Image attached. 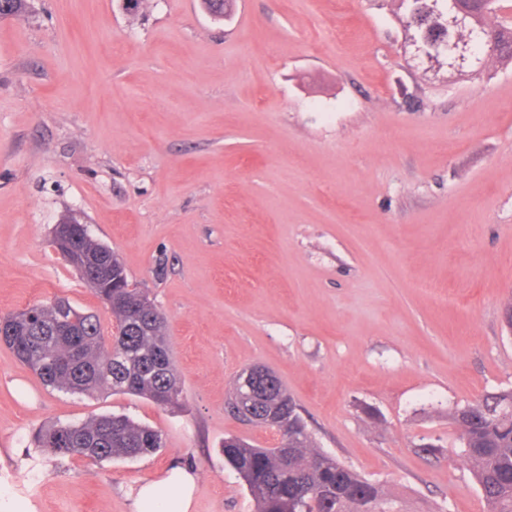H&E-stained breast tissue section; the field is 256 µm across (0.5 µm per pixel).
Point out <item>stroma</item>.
Here are the masks:
<instances>
[{
  "instance_id": "stroma-1",
  "label": "stroma",
  "mask_w": 512,
  "mask_h": 512,
  "mask_svg": "<svg viewBox=\"0 0 512 512\" xmlns=\"http://www.w3.org/2000/svg\"><path fill=\"white\" fill-rule=\"evenodd\" d=\"M232 10L30 0L0 19V316L62 297L111 329L51 246L75 216L165 313L182 384L173 406L67 393L0 344V495L132 512L177 464L198 473L193 512H255L222 444L282 442L225 408L261 365L314 449L404 512H488L448 410L512 390V61L425 68L400 0ZM112 414L162 448L96 463L35 444Z\"/></svg>"
}]
</instances>
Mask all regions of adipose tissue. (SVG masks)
<instances>
[{"label": "adipose tissue", "instance_id": "1", "mask_svg": "<svg viewBox=\"0 0 512 512\" xmlns=\"http://www.w3.org/2000/svg\"><path fill=\"white\" fill-rule=\"evenodd\" d=\"M197 475L193 468L175 466L166 477L139 485L132 512H190Z\"/></svg>", "mask_w": 512, "mask_h": 512}]
</instances>
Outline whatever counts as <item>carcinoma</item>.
<instances>
[{
    "mask_svg": "<svg viewBox=\"0 0 512 512\" xmlns=\"http://www.w3.org/2000/svg\"><path fill=\"white\" fill-rule=\"evenodd\" d=\"M403 26L411 44H419V61L443 66L473 78L483 75L488 58L512 61V25L504 19L482 32L487 17L499 11L496 0H454V10L471 16V34L448 25V0H405ZM79 249L100 257L109 273L82 275L103 304L112 305L118 334L106 340L99 317L57 299L0 317V343L13 350L46 385L71 393L102 390L131 393L174 405L182 392L167 343V318L138 289L129 287L126 271L109 247L83 234ZM74 319L58 324L62 308ZM123 353L118 365L106 362L102 347ZM260 409L276 417L274 427L285 444L258 448L239 438L224 442L227 462L249 488L256 512H393L396 501L336 459L312 450V441L293 398L280 380L263 389ZM459 430L463 455L489 512H512V391L486 394L448 410ZM37 445L57 455L93 462L115 457L141 458L163 446L159 431L126 416L101 415L79 424L43 428Z\"/></svg>",
    "mask_w": 512,
    "mask_h": 512,
    "instance_id": "carcinoma-1",
    "label": "carcinoma"
}]
</instances>
